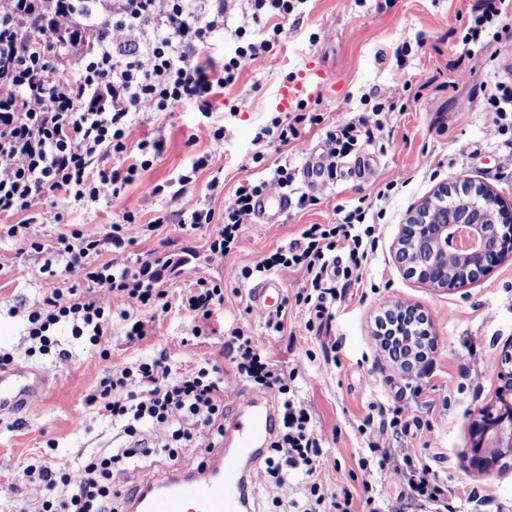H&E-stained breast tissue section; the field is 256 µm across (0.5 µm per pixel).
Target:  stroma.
I'll return each instance as SVG.
<instances>
[{
	"label": "stroma",
	"instance_id": "stroma-1",
	"mask_svg": "<svg viewBox=\"0 0 512 512\" xmlns=\"http://www.w3.org/2000/svg\"><path fill=\"white\" fill-rule=\"evenodd\" d=\"M472 3L303 0L280 22L275 61L244 68L234 85L214 96L209 116L191 104L139 114L127 152L113 160L114 166H128L141 139L163 136L166 149L143 179L164 183L183 173L196 154L209 153L210 165L199 172L194 194L219 211L236 189L267 178L278 164L302 172L309 157L325 147L328 130L371 111L374 90L400 86L402 109L383 114L380 138L360 150L368 160L364 178L350 177V161L342 159L335 178L314 191V205L291 208L272 224L244 225L235 250L220 263L208 251L216 230L212 224L196 230L165 224L132 246L133 256L183 259L197 275L223 281L224 302L208 331L194 335V318L177 310L189 281L170 272L162 283L169 312L157 319L151 311L141 313L152 323L151 334L129 340L116 317L102 342L113 368L163 355L173 373L183 374L206 361L229 366L230 330L252 336L273 363L298 368L300 395L331 439L313 478L335 486L337 493H350L352 512H362L365 488L385 502L408 493L406 478L390 479L359 466L372 445L401 438L414 448L415 461L447 477L456 492L453 512H512V469L475 490L465 458L468 423L478 408L494 402L499 386L486 365L500 360L502 348L512 342V257L462 293L405 277L394 258L409 214L440 186L481 184L512 209V150L490 136V113L459 109L483 82H512V27L478 42L484 67L458 77L451 65L465 49ZM312 71L322 78L303 97V110L321 113L322 123H301L296 146L271 138L256 141L258 129L279 113L280 86ZM211 127L223 128V143L208 138ZM257 153L261 163L242 167L243 159ZM215 177L223 181L224 192L214 197L208 184ZM391 180L396 186L389 191L385 185ZM361 200L369 207L366 221L378 235L362 267L361 287L337 286L335 297L324 302L321 328L311 330L309 310L294 302L306 284L304 273L281 271L284 329L268 330L248 312L254 282L242 278L241 269L294 243L304 225L334 223L339 208ZM162 207L175 211L180 203L147 196L136 184L108 201L58 199L47 205L46 223L31 226L30 237L51 245L67 224L101 235L125 212L146 223ZM58 212L64 215L60 225L53 219ZM28 239L0 234V353L46 371L48 384L35 405L0 417V457L12 462L11 469L0 472V512H39L46 492L24 475L26 466L51 456L70 460L98 452L112 447L118 435L111 420L85 402L99 375L97 349L87 337L72 335L70 326L61 324L54 331L55 352H24L27 314L42 303L50 285L42 270L48 255L34 252ZM395 302L417 305L431 320L434 349L410 374L377 353L374 343L377 315ZM396 406L404 409L399 431L389 425Z\"/></svg>",
	"mask_w": 512,
	"mask_h": 512
}]
</instances>
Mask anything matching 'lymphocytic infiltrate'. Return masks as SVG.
I'll return each mask as SVG.
<instances>
[{
  "label": "lymphocytic infiltrate",
  "mask_w": 512,
  "mask_h": 512,
  "mask_svg": "<svg viewBox=\"0 0 512 512\" xmlns=\"http://www.w3.org/2000/svg\"><path fill=\"white\" fill-rule=\"evenodd\" d=\"M84 2L0 0V216L21 217L9 226V235L43 223L49 199L116 198L139 181L146 195L179 201L183 225L194 230L218 225L209 251L213 259L223 260L242 226L252 220L256 199L291 190L294 175L287 164H279L267 179L238 189L218 212L192 192L206 157L164 184L142 181L143 172L162 153L163 139L139 142V156L127 167H111L110 161L126 152L138 114L167 112L182 103L195 104L201 114H208L217 89L234 83L247 65L274 59L280 26L273 25L269 38L260 41L251 40L250 34L272 18L287 17L296 0H240L231 32L234 52L219 64L200 62L199 56L223 31L227 0H94L91 20L84 14ZM511 15L512 0H475L467 41L492 34L496 24ZM374 96L378 103L370 112L327 132L328 147L317 170L322 180L334 178L340 157L380 136L382 112L395 109L400 99L398 90L390 88ZM462 107L492 113L490 134L505 137L512 146V88L486 84ZM171 218V213L158 211L148 226ZM365 218L358 205L344 211L337 223L305 225L300 240L241 275L248 279L283 269L304 271L307 285L295 301L323 314L326 296L336 293L327 273L335 250L348 253L341 274L349 280L375 246V227ZM145 227L128 211L104 235L74 231L58 237L55 249L65 272L79 275L91 293L84 296L73 287L48 289L41 307L27 316L32 347L49 350L52 330L62 322L70 324L73 335L89 337L100 346L116 313L126 323L128 338L146 336L131 308L165 313L173 305L161 287L163 268L129 255ZM175 267L191 282L175 306L195 318L210 319L214 307L224 301L221 285L196 276L187 261H176ZM231 349V372L207 363L178 376L161 357L113 371L110 354L101 349L103 373L86 402L111 419L125 440L72 466L51 459L40 462L37 479L51 494L42 512H119L114 499L130 468L150 457L185 458L193 445L223 439L224 404L241 378L282 397L279 430L258 483L293 489L288 501L292 512H322L326 507L350 512V497L310 478L328 437L315 429L309 409L291 387L297 370L271 363L237 329L231 332ZM300 474L305 477L302 486L291 488V478Z\"/></svg>",
  "instance_id": "lymphocytic-infiltrate-1"
}]
</instances>
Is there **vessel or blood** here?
Listing matches in <instances>:
<instances>
[{
  "instance_id": "vessel-or-blood-1",
  "label": "vessel or blood",
  "mask_w": 512,
  "mask_h": 512,
  "mask_svg": "<svg viewBox=\"0 0 512 512\" xmlns=\"http://www.w3.org/2000/svg\"><path fill=\"white\" fill-rule=\"evenodd\" d=\"M313 83L308 73L284 84L278 93L279 109H291L294 102L308 95ZM291 205L287 196L261 195L256 219L261 224L273 223ZM280 288V280L274 277L258 281L251 290L254 310L273 311L274 295ZM46 382V374L21 365L0 368V415L36 401ZM277 423L275 401L271 394H264L252 401L248 412L238 414L234 423L238 441L235 451L210 448L205 457L187 459L177 469L143 482L129 500L128 512H247L253 481L246 477L243 463L260 461Z\"/></svg>"
}]
</instances>
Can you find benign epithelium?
Returning a JSON list of instances; mask_svg holds the SVG:
<instances>
[{"instance_id": "benign-epithelium-1", "label": "benign epithelium", "mask_w": 512, "mask_h": 512, "mask_svg": "<svg viewBox=\"0 0 512 512\" xmlns=\"http://www.w3.org/2000/svg\"><path fill=\"white\" fill-rule=\"evenodd\" d=\"M447 193L446 187L437 190L432 199L409 215L397 244L396 260L408 276L438 288L462 290L504 257L512 256V211L504 208L486 186H469L466 196L452 206L447 205ZM461 227L469 230L473 246L464 252H453L450 246ZM450 252L462 270L470 271L462 280L448 269ZM390 317L402 328L414 318L424 319L418 307L403 302L394 305ZM387 356L407 373L417 367L410 346ZM500 379L502 401L478 409L470 422L469 468L484 477L492 475L499 463L491 458L489 449L502 448L512 454V373H503Z\"/></svg>"}]
</instances>
